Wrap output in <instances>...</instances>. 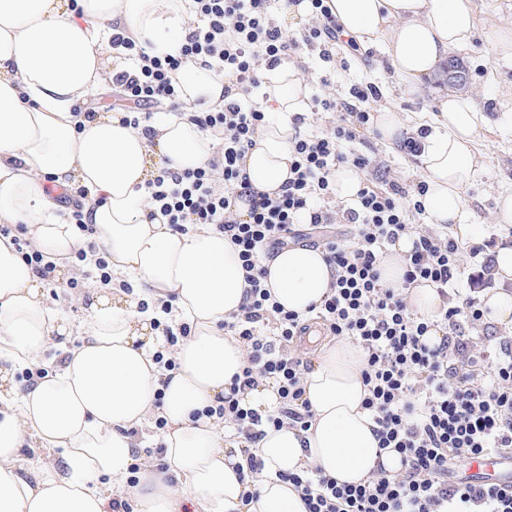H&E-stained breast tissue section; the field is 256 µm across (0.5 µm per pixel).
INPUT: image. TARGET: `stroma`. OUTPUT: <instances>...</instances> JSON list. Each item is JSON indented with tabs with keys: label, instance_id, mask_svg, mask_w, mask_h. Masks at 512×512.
Wrapping results in <instances>:
<instances>
[{
	"label": "stroma",
	"instance_id": "1",
	"mask_svg": "<svg viewBox=\"0 0 512 512\" xmlns=\"http://www.w3.org/2000/svg\"><path fill=\"white\" fill-rule=\"evenodd\" d=\"M476 16V32L471 48L450 51L449 56L462 65L467 73L463 82H452L447 72H440L433 88L409 90L400 85L384 61L380 47H359L345 51L347 67L338 71L327 86V93L336 97H347L352 85L373 84L378 87V100L368 102L371 112L385 108L401 112L408 125L427 124L434 110L433 89L455 94L471 95L489 103V115L496 124L480 140L478 150L487 169L479 179L465 191V197L475 214V231L483 248L480 256L471 250H463L461 259L470 281L461 282L460 294L479 288L474 274L479 269V259L489 256L488 240L512 244V223H498L495 216V199L498 195L512 193V60L502 59L492 50L491 38L494 29L512 26V0H472ZM372 155L381 169L406 184L421 181L418 158L403 152L394 143L382 140L373 134L364 137ZM73 270L83 285L82 291L70 293L68 289L54 285L46 288L49 308L61 310L72 323H80L86 317L89 296L85 290L93 279L87 266L73 262Z\"/></svg>",
	"mask_w": 512,
	"mask_h": 512
}]
</instances>
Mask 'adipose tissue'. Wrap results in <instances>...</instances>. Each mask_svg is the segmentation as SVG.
Returning <instances> with one entry per match:
<instances>
[{
  "label": "adipose tissue",
  "mask_w": 512,
  "mask_h": 512,
  "mask_svg": "<svg viewBox=\"0 0 512 512\" xmlns=\"http://www.w3.org/2000/svg\"><path fill=\"white\" fill-rule=\"evenodd\" d=\"M345 35L383 46L398 81L416 88L435 75L450 50L472 44L471 0H328ZM148 54H178L189 31L185 0H0V223L21 224L48 259L87 244L105 248L112 270L151 287L174 305L192 332L175 350L176 368H159L160 331L130 295L91 284L90 310L79 347L26 390L13 369L38 366L69 322L46 304L44 282L0 237V512H106L135 461L137 430L152 414L166 421L167 470L145 467L126 489L133 512H305L289 473L316 466L341 484H359L377 466L394 470L395 453L379 450L362 403L365 354L346 340L322 344L304 380L312 425L267 429L257 453L256 481L237 446L204 409L218 405L246 361L242 342L224 319L244 299L239 250L222 233L198 225L185 233L147 217L148 184L160 168L204 166L214 143L195 113L222 108L224 77L201 60L175 72L179 111L158 112L154 138L123 124L118 112L77 117L79 105L129 69L110 51L113 24ZM265 106L274 113L245 156L242 171L256 189L277 195L289 177L291 114L307 90L296 64L268 74ZM419 154L421 198L430 223L447 225L461 245L476 243L465 190L482 167L476 144L492 120L467 95H443ZM86 189L84 215L92 235L61 218L51 187ZM264 283L284 310L301 315L320 304L331 270L319 248L296 246L264 259ZM48 457L18 463L26 436ZM257 500L247 501L251 488Z\"/></svg>",
  "instance_id": "obj_1"
}]
</instances>
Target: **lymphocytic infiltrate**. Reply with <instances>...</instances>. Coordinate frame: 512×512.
Returning <instances> with one entry per match:
<instances>
[{
    "label": "lymphocytic infiltrate",
    "instance_id": "lymphocytic-infiltrate-1",
    "mask_svg": "<svg viewBox=\"0 0 512 512\" xmlns=\"http://www.w3.org/2000/svg\"><path fill=\"white\" fill-rule=\"evenodd\" d=\"M302 3L314 22L295 36L284 18ZM192 12V30L176 57L149 56L129 37L113 34V48L132 68L115 74L112 82L122 89L137 127L150 120L154 104L177 98L173 76L185 59H211L227 80L223 109L195 117L216 141L215 155L193 171L161 168L149 197V218L163 217L174 231L209 224L224 233L238 247L245 271V300L225 320L224 331L246 345L247 362L231 384V396L207 408L206 416L233 431L253 475L263 467L256 448L266 428H310L303 384L310 366L289 348L303 331L304 318L274 300L261 265L264 251L310 230L333 271L329 291L314 312L331 335L364 351L368 395L362 407L372 417L380 448L393 449L400 467L393 473L378 470L358 485H337L315 467L289 474L306 512H512V485L476 484L456 475L488 454L512 457V336L499 337L490 348L477 347L467 329L482 324L488 310L470 295L433 317L409 309L407 293L414 284L431 283L444 295L461 282V247L447 234L409 224L408 214L424 212V184L390 180L375 186L367 177L371 155L348 151V144L374 124L363 104L377 97V87H352L346 99L311 97L310 111L328 119L329 128L294 134L291 175L277 196L255 189L241 171L265 120L254 98L263 84L262 70L276 69L302 49L327 64L336 62L342 30L325 0H192ZM346 164L363 179L352 206L339 213L332 207L333 177ZM338 220L349 224V238L331 232ZM404 236L412 247L403 257L402 285L385 287L380 260ZM136 308L159 314L163 344L156 359L164 369H175L170 353L190 335L189 323L174 319L161 298L139 300ZM436 328L442 336L429 341ZM262 378L277 385L278 403L266 414L236 397Z\"/></svg>",
    "mask_w": 512,
    "mask_h": 512
}]
</instances>
